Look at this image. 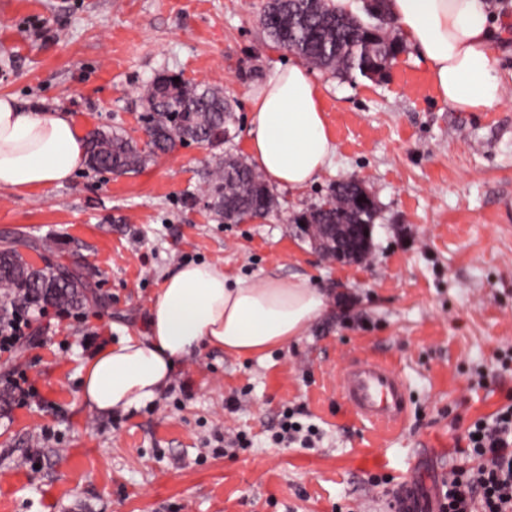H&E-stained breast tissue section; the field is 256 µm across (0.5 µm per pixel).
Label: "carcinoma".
I'll return each instance as SVG.
<instances>
[{
	"label": "carcinoma",
	"mask_w": 512,
	"mask_h": 512,
	"mask_svg": "<svg viewBox=\"0 0 512 512\" xmlns=\"http://www.w3.org/2000/svg\"><path fill=\"white\" fill-rule=\"evenodd\" d=\"M258 22L273 42L285 44L303 63L343 77L378 72L382 60L400 51L398 40L380 36L382 28L358 16L340 15L328 0H266ZM142 121L150 139L123 130L96 128L86 137L87 164L98 172L135 174L179 146L217 147L234 122L224 90L206 81L193 84L162 74L141 93ZM202 196L220 222L238 224L264 217L277 207L273 188L255 166L229 152L214 157L203 176ZM361 188L354 177L333 184L321 205L289 218L298 224H367L372 215L358 206ZM91 285L77 264H30L14 246L0 253V305L40 310L80 306Z\"/></svg>",
	"instance_id": "1"
}]
</instances>
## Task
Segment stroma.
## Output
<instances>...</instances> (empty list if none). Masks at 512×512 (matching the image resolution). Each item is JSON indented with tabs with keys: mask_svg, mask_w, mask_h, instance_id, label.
Segmentation results:
<instances>
[{
	"mask_svg": "<svg viewBox=\"0 0 512 512\" xmlns=\"http://www.w3.org/2000/svg\"><path fill=\"white\" fill-rule=\"evenodd\" d=\"M263 3L0 0V94L66 109L86 132H133L158 75L203 80L231 99L228 149L246 155L251 89L295 59L260 27ZM496 43L505 94L486 112L441 104L407 44L371 79L314 71L333 163L305 189H277L262 219L222 224L199 204L212 152L195 144L136 174L86 167L60 187L0 191V241L57 238L96 294L67 315L48 308L0 359V390L24 375L36 393L0 401V512H392L401 486L425 498L470 466L468 426L512 404V18ZM352 175L379 204L373 251L333 265L288 218ZM188 261L307 274L336 305L262 356L200 346L139 409L84 405L83 364L146 335L163 275ZM367 356L408 384L394 428L361 423L339 394L341 368ZM290 411L315 426L314 447L271 443Z\"/></svg>",
	"mask_w": 512,
	"mask_h": 512,
	"instance_id": "obj_1",
	"label": "stroma"
}]
</instances>
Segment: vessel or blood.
<instances>
[{
  "mask_svg": "<svg viewBox=\"0 0 512 512\" xmlns=\"http://www.w3.org/2000/svg\"><path fill=\"white\" fill-rule=\"evenodd\" d=\"M406 383L387 362L361 359L340 372L339 393L361 420L373 426L397 424L407 412Z\"/></svg>",
  "mask_w": 512,
  "mask_h": 512,
  "instance_id": "b4317fda",
  "label": "vessel or blood"
}]
</instances>
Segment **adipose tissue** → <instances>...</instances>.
<instances>
[{
	"label": "adipose tissue",
	"mask_w": 512,
	"mask_h": 512,
	"mask_svg": "<svg viewBox=\"0 0 512 512\" xmlns=\"http://www.w3.org/2000/svg\"><path fill=\"white\" fill-rule=\"evenodd\" d=\"M383 7L426 61L442 104L485 112L501 102L490 0H383ZM322 98L302 63L277 66L251 92L247 149L272 185L301 190L331 166L335 145ZM85 163V135L66 112L0 95V190L61 186ZM333 303L304 275L229 276L209 263H183L161 282L147 336L123 337L84 364L80 399L106 415L140 408L199 345L238 358L281 348Z\"/></svg>",
	"instance_id": "1"
}]
</instances>
